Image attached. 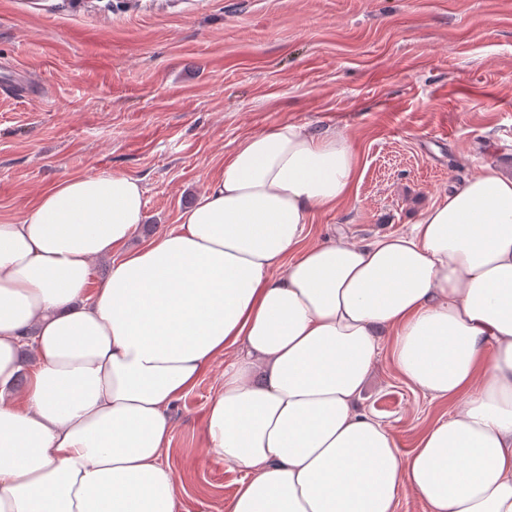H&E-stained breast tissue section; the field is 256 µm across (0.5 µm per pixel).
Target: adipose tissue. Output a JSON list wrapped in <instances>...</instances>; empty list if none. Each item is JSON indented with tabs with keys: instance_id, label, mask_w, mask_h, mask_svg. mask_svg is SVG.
Masks as SVG:
<instances>
[{
	"instance_id": "ef3b65f1",
	"label": "adipose tissue",
	"mask_w": 512,
	"mask_h": 512,
	"mask_svg": "<svg viewBox=\"0 0 512 512\" xmlns=\"http://www.w3.org/2000/svg\"><path fill=\"white\" fill-rule=\"evenodd\" d=\"M356 178L345 135L284 122L138 248L144 188L108 169L0 222V512H176L169 410L219 358L202 446L241 473L226 512H512V178L307 243ZM384 336L451 406L407 452L357 406Z\"/></svg>"
}]
</instances>
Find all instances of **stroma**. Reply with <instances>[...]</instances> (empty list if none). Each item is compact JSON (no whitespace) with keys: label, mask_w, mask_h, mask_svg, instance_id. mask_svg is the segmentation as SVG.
<instances>
[{"label":"stroma","mask_w":512,"mask_h":512,"mask_svg":"<svg viewBox=\"0 0 512 512\" xmlns=\"http://www.w3.org/2000/svg\"><path fill=\"white\" fill-rule=\"evenodd\" d=\"M0 220L50 184L139 178L145 241L176 224L247 135L333 127L358 179L311 239L408 230L490 164L512 177V0H0ZM216 360L169 411L178 512H225L239 471L202 446ZM357 405L415 447L447 402L406 382L382 342Z\"/></svg>","instance_id":"35a3bbf8"}]
</instances>
